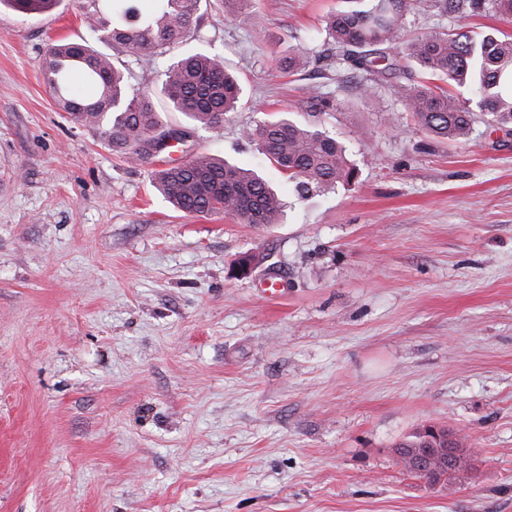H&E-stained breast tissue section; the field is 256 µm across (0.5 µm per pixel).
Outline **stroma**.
<instances>
[{"label": "stroma", "mask_w": 512, "mask_h": 512, "mask_svg": "<svg viewBox=\"0 0 512 512\" xmlns=\"http://www.w3.org/2000/svg\"><path fill=\"white\" fill-rule=\"evenodd\" d=\"M340 5L254 0L257 26L204 0L179 50L222 56L240 107L206 130L153 99L193 133L162 161L263 170L286 203L269 225L175 210L153 164L57 107L41 62L90 39L77 0L0 6V512H512V130L480 115L467 141H434L403 86L364 93L327 57ZM407 24L512 34L436 11ZM296 47L309 62L283 73ZM111 55L130 92L173 60ZM315 95L337 100L322 126L358 177L300 201L243 131L304 118ZM428 425L470 454L453 487L397 460ZM59 0H0L27 17L40 15L55 8Z\"/></svg>", "instance_id": "1"}]
</instances>
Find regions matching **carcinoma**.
I'll list each match as a JSON object with an SVG mask.
<instances>
[{
	"label": "carcinoma",
	"instance_id": "obj_1",
	"mask_svg": "<svg viewBox=\"0 0 512 512\" xmlns=\"http://www.w3.org/2000/svg\"><path fill=\"white\" fill-rule=\"evenodd\" d=\"M79 0L88 27L102 43L137 54L164 55L196 29L201 0ZM330 13L325 31L331 65L366 82L406 79L404 110L436 139L463 142L474 113L442 84L468 86L479 111L497 126L512 125V35L474 36L451 29L420 34L405 27L406 14L436 8L446 15L512 16V0H343ZM27 17L50 11L58 0H0ZM56 105L78 125L103 128L107 142L138 163L155 156L156 136L167 132L148 92L126 94L123 73L111 57L88 42L63 40L49 47L41 63ZM161 92L198 126L215 130L237 111L242 88L217 56L199 50L183 55L164 72ZM320 111L309 120L275 117L244 130L245 138L306 199L355 182L358 171L346 147L321 127ZM153 183L175 208L188 214L224 212L245 224H274L285 203L266 179L206 153L157 170ZM423 428L396 446L399 454L426 447Z\"/></svg>",
	"mask_w": 512,
	"mask_h": 512
}]
</instances>
